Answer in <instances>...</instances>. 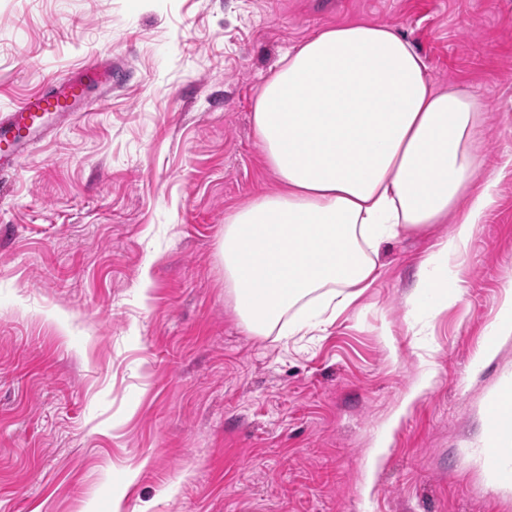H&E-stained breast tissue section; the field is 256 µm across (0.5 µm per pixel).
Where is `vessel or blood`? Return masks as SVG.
<instances>
[{"label": "vessel or blood", "instance_id": "b4317fda", "mask_svg": "<svg viewBox=\"0 0 512 512\" xmlns=\"http://www.w3.org/2000/svg\"><path fill=\"white\" fill-rule=\"evenodd\" d=\"M118 63L102 57L0 110V174L16 170L32 144L74 121L112 91Z\"/></svg>", "mask_w": 512, "mask_h": 512}]
</instances>
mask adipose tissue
I'll use <instances>...</instances> for the list:
<instances>
[{
	"label": "adipose tissue",
	"instance_id": "1",
	"mask_svg": "<svg viewBox=\"0 0 512 512\" xmlns=\"http://www.w3.org/2000/svg\"><path fill=\"white\" fill-rule=\"evenodd\" d=\"M484 100L433 86L391 28L329 27L292 47L262 87L253 125L278 192L224 219V288L257 336L325 329L375 280L379 246L454 220L419 264L414 299L453 302L459 255L494 201L482 148ZM497 484L512 485V391L491 418Z\"/></svg>",
	"mask_w": 512,
	"mask_h": 512
}]
</instances>
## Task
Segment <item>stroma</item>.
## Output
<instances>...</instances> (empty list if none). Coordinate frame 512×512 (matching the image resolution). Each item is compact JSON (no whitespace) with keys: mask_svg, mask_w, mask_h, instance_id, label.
<instances>
[{"mask_svg":"<svg viewBox=\"0 0 512 512\" xmlns=\"http://www.w3.org/2000/svg\"><path fill=\"white\" fill-rule=\"evenodd\" d=\"M354 21L483 97L495 202L442 313L410 295L450 223L381 244L325 330L253 336L219 253L279 188L253 104ZM100 53L106 103L0 176V512H512L475 460L512 379V337L480 356L512 283V0H0V107Z\"/></svg>","mask_w":512,"mask_h":512,"instance_id":"35a3bbf8","label":"stroma"}]
</instances>
